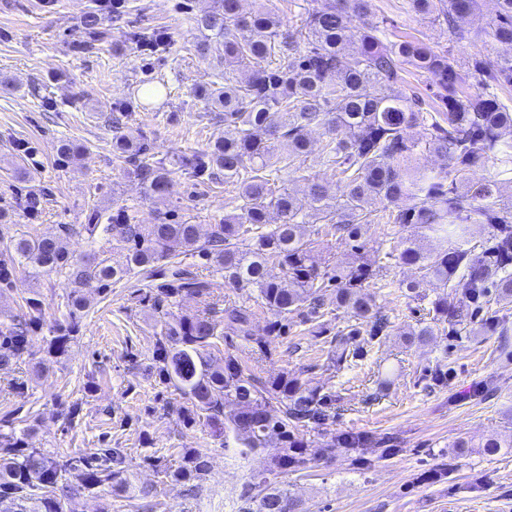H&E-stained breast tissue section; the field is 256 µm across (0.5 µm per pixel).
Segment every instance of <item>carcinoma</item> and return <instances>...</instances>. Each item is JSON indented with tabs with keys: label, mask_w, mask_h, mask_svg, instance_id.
<instances>
[{
	"label": "carcinoma",
	"mask_w": 512,
	"mask_h": 512,
	"mask_svg": "<svg viewBox=\"0 0 512 512\" xmlns=\"http://www.w3.org/2000/svg\"><path fill=\"white\" fill-rule=\"evenodd\" d=\"M409 4L416 13L443 17L449 39L467 38L457 22L472 13L476 0L439 5L435 0H409ZM371 13V0H320L299 25L286 27L268 8L243 13L240 0H220L214 10L195 18L197 28L210 32V37L196 43L197 55L224 51V85L206 90L205 96L212 110L224 115V126L232 133L190 164L196 174L216 170L224 173V181L236 183L239 213L211 225L205 238L198 224L165 220L132 224L124 210L105 228L112 246L128 251L127 262L146 269L147 284L137 289L140 302L152 303L156 311L164 302L174 305L183 295L203 303L193 317L164 312L167 320L154 351L158 382L183 398L176 408L182 424L189 428L204 420L217 425L224 405L231 402L238 411L227 429L242 446L240 454L270 443L280 448L266 468L245 483L242 512H306L274 476L303 469L307 444L300 434L308 423L325 420V401L286 372L261 380L232 353L224 356L223 364L215 363L209 350L223 336L219 327L263 351L289 315L305 307L312 315L320 314L331 281L336 282V308L356 322L337 343L335 363L359 356L351 343L359 335L357 325L371 323L379 334L390 324L374 296L365 291L374 277L371 268L354 264L332 275L321 269L312 242L305 239L306 221L300 218L296 198L285 186L271 188L272 177L302 171L310 154L308 127L325 129L328 139L320 159L335 167L342 182L339 195L331 197L320 182L307 179L308 216L314 223L331 225L358 252L364 248L363 226L372 223L369 204L410 199L412 207L389 215L399 226L395 234L417 224L442 239V244L424 253L410 242L396 259L419 266L424 278L442 288L456 277L464 281L463 289L453 287L434 302L435 314L454 328L491 293L512 301V205L501 202L496 182L469 178L471 171L489 162L505 169L512 166V143L501 138L502 130L512 129V105L494 91H466L461 67L423 42L384 44L378 26L370 21ZM354 28L359 30L356 50L351 48ZM489 35L512 46V0H497ZM234 66L249 70L246 82L234 78ZM407 66L432 75L439 107L428 110L418 96L403 91ZM489 78L496 88L512 86V55L500 58ZM418 126L429 128L428 148L446 157L449 172L435 174L412 163L418 143L411 131ZM112 153L131 166L146 197L165 201L170 171L149 162L144 145L118 131L112 137ZM272 211L279 217L277 224L268 220ZM473 224L489 228L480 257L461 246ZM450 237L458 243L449 247ZM13 248L45 271L71 267L70 276L76 281L105 283L126 273L94 258L71 260L59 237L21 238ZM178 248L223 271L225 286L255 296V302L275 317L268 338L252 333L251 308L230 301L216 310L213 282L183 268L177 260ZM270 262L281 267L282 279L268 277ZM15 274L13 257L0 258V293L12 286ZM71 306L69 321L55 325L53 336L43 340V351L50 357L67 353L78 331V312L87 303L74 295ZM41 327L42 303L30 298L24 319L0 325V369L32 354L34 334ZM19 413L17 408L0 420V512H62L57 491L66 489L61 481L69 463L28 447L27 432L18 433L13 427ZM363 444L364 439L341 433L331 436L321 452L332 457L338 448ZM125 462L121 448L101 449L87 457L82 488L129 484ZM188 462L191 466L169 470L167 475L176 480L201 479L208 468L206 453L195 450Z\"/></svg>",
	"instance_id": "obj_1"
}]
</instances>
